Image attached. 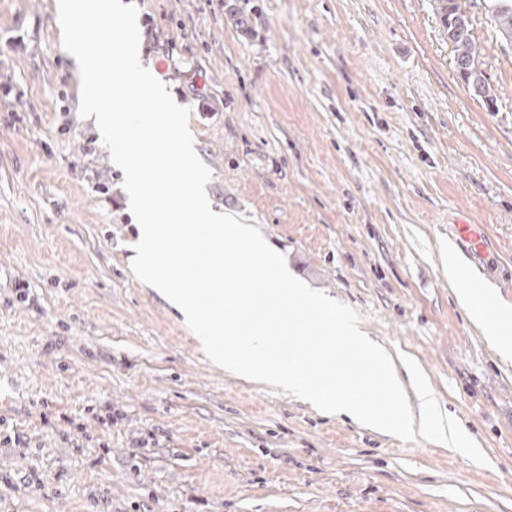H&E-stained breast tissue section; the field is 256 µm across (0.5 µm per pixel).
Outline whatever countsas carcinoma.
<instances>
[{
    "mask_svg": "<svg viewBox=\"0 0 512 512\" xmlns=\"http://www.w3.org/2000/svg\"><path fill=\"white\" fill-rule=\"evenodd\" d=\"M431 7L444 33L448 35L455 68L466 83L468 91L481 98L487 106H493L495 93L485 80L480 43L460 0H432ZM491 15L499 36L512 44V0H493Z\"/></svg>",
    "mask_w": 512,
    "mask_h": 512,
    "instance_id": "obj_1",
    "label": "carcinoma"
}]
</instances>
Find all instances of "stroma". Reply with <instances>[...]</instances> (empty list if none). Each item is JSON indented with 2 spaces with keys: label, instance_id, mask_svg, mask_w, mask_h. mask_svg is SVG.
I'll list each match as a JSON object with an SVG mask.
<instances>
[{
  "label": "stroma",
  "instance_id": "obj_1",
  "mask_svg": "<svg viewBox=\"0 0 512 512\" xmlns=\"http://www.w3.org/2000/svg\"><path fill=\"white\" fill-rule=\"evenodd\" d=\"M133 2L212 206L413 358L490 464L213 366L131 270L54 0H0V512H512V362L448 285L454 250L512 306V45L488 0L465 3L492 110L430 0ZM465 218L485 252L453 238Z\"/></svg>",
  "mask_w": 512,
  "mask_h": 512
}]
</instances>
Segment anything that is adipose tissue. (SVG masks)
<instances>
[{
  "label": "adipose tissue",
  "instance_id": "obj_1",
  "mask_svg": "<svg viewBox=\"0 0 512 512\" xmlns=\"http://www.w3.org/2000/svg\"><path fill=\"white\" fill-rule=\"evenodd\" d=\"M448 282L459 286L458 299L467 308L472 321L482 328L492 340L498 354L506 360H512V329L506 328L504 322L489 320L481 311L479 298L489 295L485 282L474 275L457 255L448 257Z\"/></svg>",
  "mask_w": 512,
  "mask_h": 512
}]
</instances>
